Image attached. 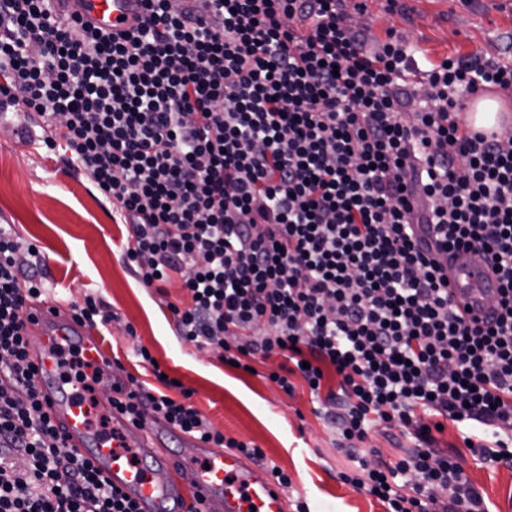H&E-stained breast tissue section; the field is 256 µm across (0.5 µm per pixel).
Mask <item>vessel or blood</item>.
<instances>
[{
    "mask_svg": "<svg viewBox=\"0 0 512 512\" xmlns=\"http://www.w3.org/2000/svg\"><path fill=\"white\" fill-rule=\"evenodd\" d=\"M62 15H79L104 32L133 30L141 0H53ZM452 304L464 319H491L499 299L497 276L484 260L452 258L443 266ZM40 342L35 353L39 395L64 436L114 487L135 501L138 512H287L286 501L267 470L247 464L233 453L198 444L199 461L171 459L157 444L162 423L137 424L124 413L112 414L113 438L89 425L91 411L67 388L57 368L58 348L75 347L102 373L112 370V357L95 327L78 323L70 308L53 300L35 304ZM193 469L191 484L177 474Z\"/></svg>",
    "mask_w": 512,
    "mask_h": 512,
    "instance_id": "1",
    "label": "vessel or blood"
}]
</instances>
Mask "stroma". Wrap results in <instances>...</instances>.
I'll return each instance as SVG.
<instances>
[{
	"label": "stroma",
	"instance_id": "stroma-1",
	"mask_svg": "<svg viewBox=\"0 0 512 512\" xmlns=\"http://www.w3.org/2000/svg\"><path fill=\"white\" fill-rule=\"evenodd\" d=\"M360 11L375 38L395 29L413 44L419 67L445 58L512 57V0H399L387 10L382 0H346ZM25 127L24 136L14 127ZM40 118L15 110L0 112V224L35 244L46 260L45 288L69 304L101 296L121 320L101 336L139 382L157 387L148 365L133 352L149 348L162 369L191 389L194 406L225 436L253 442L267 463L284 470L291 485L288 504L305 503L309 512H386L367 492L343 481L349 461L336 449V435L315 413L317 402L304 384L287 395L266 375L280 357L257 363L256 374L230 368L210 349L182 343L164 300L184 293L179 281L164 293L143 287L128 260V232L112 203L81 174L69 171L64 148L48 151ZM132 325L136 339L124 333ZM435 448L458 458L492 512H512V466L494 464L467 448L453 423L435 435Z\"/></svg>",
	"mask_w": 512,
	"mask_h": 512
}]
</instances>
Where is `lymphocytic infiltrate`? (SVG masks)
Listing matches in <instances>:
<instances>
[{"instance_id": "obj_1", "label": "lymphocytic infiltrate", "mask_w": 512, "mask_h": 512, "mask_svg": "<svg viewBox=\"0 0 512 512\" xmlns=\"http://www.w3.org/2000/svg\"><path fill=\"white\" fill-rule=\"evenodd\" d=\"M48 0H0V110L48 122V148L116 206L144 287L180 278L178 338L268 378L303 380L352 462L344 480L387 512H490L462 465L432 447L452 421L484 460L512 463V131L471 128L470 96L512 90V64L447 58L412 80V48L367 42L344 0H141L114 36ZM488 255L502 313L459 317L423 246ZM44 260L0 225V512H137L66 445L34 378L31 309ZM162 389L113 385L136 422L261 461ZM415 441L360 455L374 423Z\"/></svg>"}]
</instances>
